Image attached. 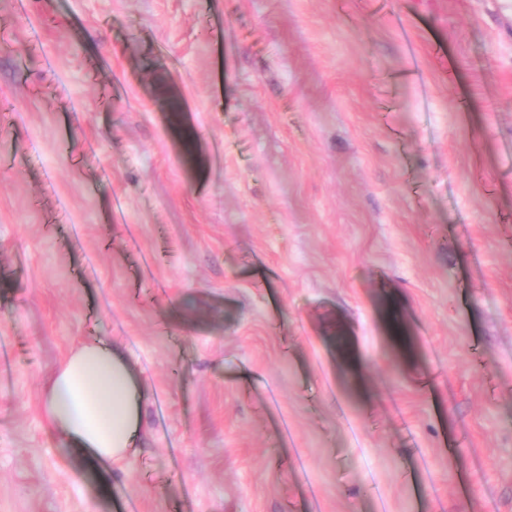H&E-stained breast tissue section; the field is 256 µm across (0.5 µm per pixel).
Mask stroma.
<instances>
[{"instance_id": "stroma-1", "label": "stroma", "mask_w": 512, "mask_h": 512, "mask_svg": "<svg viewBox=\"0 0 512 512\" xmlns=\"http://www.w3.org/2000/svg\"><path fill=\"white\" fill-rule=\"evenodd\" d=\"M0 347V512H512V0H0ZM144 405L126 354L98 338L74 349L49 376L43 416L66 449L120 465L139 447Z\"/></svg>"}]
</instances>
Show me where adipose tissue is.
Wrapping results in <instances>:
<instances>
[{
  "label": "adipose tissue",
  "mask_w": 512,
  "mask_h": 512,
  "mask_svg": "<svg viewBox=\"0 0 512 512\" xmlns=\"http://www.w3.org/2000/svg\"><path fill=\"white\" fill-rule=\"evenodd\" d=\"M144 405L126 354L98 338L74 349L49 376L43 416L68 450L118 465L141 442Z\"/></svg>",
  "instance_id": "1"
}]
</instances>
